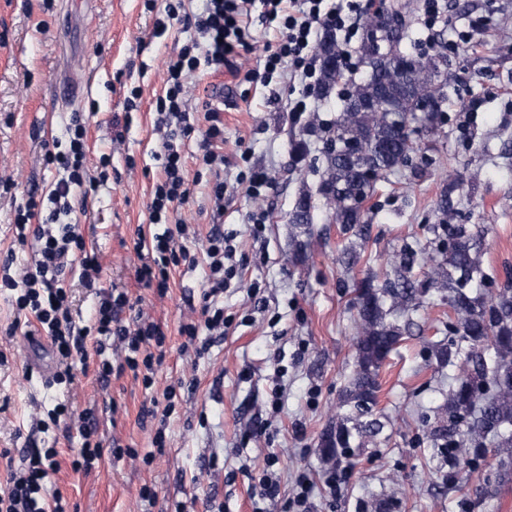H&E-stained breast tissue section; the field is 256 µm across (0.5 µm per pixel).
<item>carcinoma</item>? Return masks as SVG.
Listing matches in <instances>:
<instances>
[{
  "label": "carcinoma",
  "instance_id": "obj_1",
  "mask_svg": "<svg viewBox=\"0 0 512 512\" xmlns=\"http://www.w3.org/2000/svg\"><path fill=\"white\" fill-rule=\"evenodd\" d=\"M405 31L384 24L362 43L365 76L346 94L334 136L323 150L319 192L336 224L361 232L368 223L366 203L378 182L406 167L416 145L408 143L406 125L432 128L446 101L437 90L440 63L448 56V38L433 35L430 56L401 49ZM321 78L318 94L331 96L343 79V52L336 34L325 32L318 48ZM313 201L299 194L288 216L290 224L313 223ZM381 285L371 278L354 288L356 367L342 399L349 412L339 414L321 436L326 460L341 464L352 448L377 436L381 425L368 419L376 401L378 371L404 333L398 314L416 307L418 288L410 275L409 258L389 260ZM486 275L463 227L453 228L448 255L430 265L428 284L446 294L451 313L450 346L436 352L438 360L458 368L448 402L428 439L448 463V476L458 464L476 466L491 455L497 482L484 494L512 480V291L483 289ZM493 350L488 360L485 351ZM495 446H485L487 436Z\"/></svg>",
  "mask_w": 512,
  "mask_h": 512
}]
</instances>
